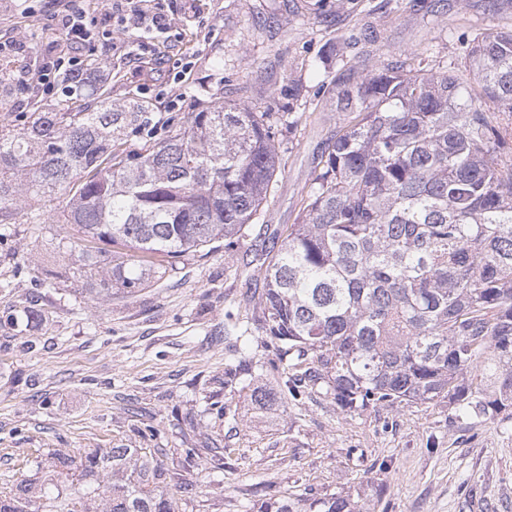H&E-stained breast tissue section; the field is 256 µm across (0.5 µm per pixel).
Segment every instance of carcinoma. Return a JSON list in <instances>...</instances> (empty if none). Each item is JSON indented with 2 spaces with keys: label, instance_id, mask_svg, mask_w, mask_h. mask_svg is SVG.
<instances>
[{
  "label": "carcinoma",
  "instance_id": "1",
  "mask_svg": "<svg viewBox=\"0 0 512 512\" xmlns=\"http://www.w3.org/2000/svg\"><path fill=\"white\" fill-rule=\"evenodd\" d=\"M473 80L423 62L336 73L345 126L288 234L260 265L259 329L280 343L288 394L254 388L260 408L318 386L347 413L446 402L458 419H512V31L466 47ZM97 58L63 76L47 110L0 115V240L42 198L70 226L71 277L98 297L132 295L173 260L240 236L266 198L277 154L272 113L211 103L157 122L150 104L99 101ZM141 140L135 151L124 145ZM166 474L137 448L52 460L32 495L0 512H176ZM257 512H363L350 494L261 503Z\"/></svg>",
  "mask_w": 512,
  "mask_h": 512
}]
</instances>
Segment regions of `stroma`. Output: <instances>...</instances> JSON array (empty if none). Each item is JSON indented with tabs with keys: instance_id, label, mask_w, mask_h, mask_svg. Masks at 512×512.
Instances as JSON below:
<instances>
[{
	"instance_id": "obj_1",
	"label": "stroma",
	"mask_w": 512,
	"mask_h": 512,
	"mask_svg": "<svg viewBox=\"0 0 512 512\" xmlns=\"http://www.w3.org/2000/svg\"><path fill=\"white\" fill-rule=\"evenodd\" d=\"M66 9L83 12L90 32L75 51L56 25ZM500 30H512V0H0V63L13 76L0 114L55 101L42 67L90 53L113 103L143 100L158 118L202 99L301 114L276 129L279 170L244 236L180 258L135 294L102 300L71 278L69 226L14 225L0 246V496L42 479L55 451L123 446L164 467L178 512H253L268 497L336 492L366 512H512L511 420H459L444 403L347 413L318 388L261 409L250 387L286 380L272 367L277 341L224 336L227 321L256 325L253 260L270 228L295 223L344 124L325 72L430 51L461 71L467 40ZM30 305L39 320L12 326ZM230 368L235 384H217ZM186 448L200 451L190 466Z\"/></svg>"
}]
</instances>
